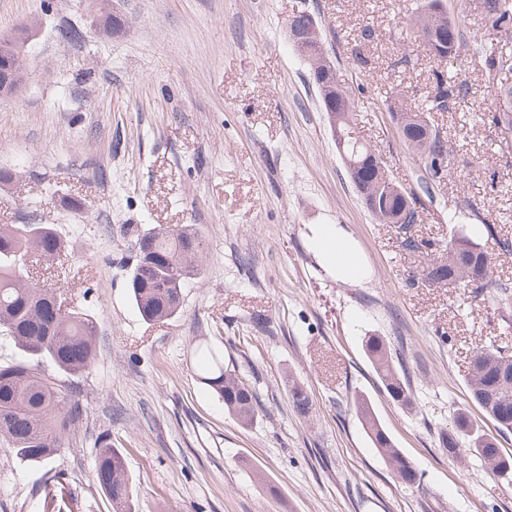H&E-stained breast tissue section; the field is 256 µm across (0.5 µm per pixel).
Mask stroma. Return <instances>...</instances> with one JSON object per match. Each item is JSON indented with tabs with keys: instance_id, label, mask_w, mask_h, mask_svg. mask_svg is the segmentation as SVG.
<instances>
[{
	"instance_id": "stroma-1",
	"label": "stroma",
	"mask_w": 512,
	"mask_h": 512,
	"mask_svg": "<svg viewBox=\"0 0 512 512\" xmlns=\"http://www.w3.org/2000/svg\"><path fill=\"white\" fill-rule=\"evenodd\" d=\"M415 0H112L123 25L104 32L92 0H0V37L24 29L31 76L0 99L1 224H47L70 254L57 286L91 316L92 369L69 379L83 427L49 466L0 451V512H41L46 469L60 474L74 512H112L95 480L101 432L133 483L134 512H512V482L469 454L452 460L440 430L472 400L475 346L502 335L497 313L465 288L414 285L417 257L398 229L365 209L336 150L289 18L310 12L340 81L355 96L362 137L391 177L415 186L418 164L387 111L392 93L424 100L434 66H401L398 24ZM374 32L363 42L364 27ZM469 93L430 119L448 138L452 170L426 203L416 237L457 233L496 254L484 224L455 206L491 203L489 222L512 239V165L499 133L479 124L493 92L473 46L462 52ZM480 162V173L469 163ZM488 222V223H489ZM337 225L366 268L336 278L314 246ZM190 227L206 243L202 274L180 313L143 321L126 280L137 233ZM387 337L416 404L389 399L364 352ZM223 354L256 391L247 425L199 379L206 351ZM315 403L299 419L291 382ZM365 396L422 475L399 483L355 413Z\"/></svg>"
}]
</instances>
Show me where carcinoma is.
I'll return each mask as SVG.
<instances>
[{
    "mask_svg": "<svg viewBox=\"0 0 512 512\" xmlns=\"http://www.w3.org/2000/svg\"><path fill=\"white\" fill-rule=\"evenodd\" d=\"M504 0H480L484 35L512 31V6ZM316 22L307 12L294 16L288 27L306 34ZM414 43L426 50L437 64L433 70L428 104L419 105L402 95L387 104L405 148L418 161L426 177L419 179L409 195L417 205L420 196L433 199L437 179L448 174L439 171L435 162L448 153L442 130L426 113L448 112L469 91L467 80L459 70H448L461 56L467 42L462 25L455 15L453 0H417L406 19ZM298 55L309 66L321 109L336 113V130L332 131L336 149L345 161L350 179L361 198L372 201L370 215L387 224L397 214L405 237L402 247L409 252L428 256L421 265L420 280L433 288H469L474 297L498 312L505 327H512V283L494 279V258L480 244L465 235H457L447 244L417 241L411 235L420 220L418 209L403 211L397 195L388 191L392 181L388 172H379L375 150L358 135L353 122L355 99L346 86L327 80L335 62L326 54L322 38L305 42ZM10 65L16 74L15 87L29 79L19 49L12 51ZM482 72L494 92L495 109L487 116L489 124L500 131L497 149L501 157L512 159V42L499 43L481 55ZM135 259L128 276L131 300L146 322L164 321L181 309L185 283L203 271L205 240L193 229L185 227L159 229L138 236ZM65 245L47 224H3L0 226V332L12 337L19 355L0 363V447H5L17 460L34 465H47L65 447L66 441L83 418L79 401L68 388L44 372L49 366L66 376L88 371L97 356L94 323L79 307L68 303L57 289L29 280V263L38 260L46 268L63 267ZM365 353L390 399L411 410L415 398L403 368L396 366L391 342L382 336L365 341ZM202 383L224 401L227 411L249 424L258 404L254 389L232 371L224 368V357L216 352L200 376ZM468 385L473 400L490 418L512 412V348L509 345L483 346L474 352L468 370ZM294 412L302 419L312 414L313 403L307 390L294 384L290 389ZM373 448L389 465L403 484H421L412 463L396 448L394 441L380 424L370 403L362 396L354 401ZM440 445L448 449V458L459 459L474 454L482 459L501 455L495 438L475 427L464 412L455 415L450 429L440 433ZM95 477L103 494L112 501L113 512H132L133 488L124 456L112 447L109 434L97 436ZM64 485L51 476L44 483V512L56 508L63 497Z\"/></svg>",
    "mask_w": 512,
    "mask_h": 512,
    "instance_id": "obj_1",
    "label": "carcinoma"
}]
</instances>
